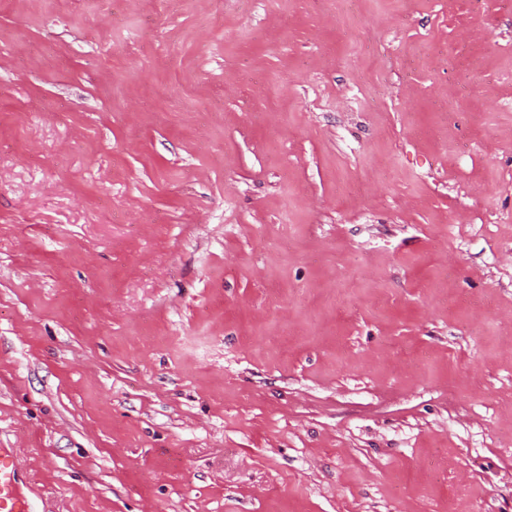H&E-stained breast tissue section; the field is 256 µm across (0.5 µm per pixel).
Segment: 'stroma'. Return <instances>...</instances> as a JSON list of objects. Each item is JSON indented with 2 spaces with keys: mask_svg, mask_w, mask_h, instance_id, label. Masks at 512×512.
I'll list each match as a JSON object with an SVG mask.
<instances>
[{
  "mask_svg": "<svg viewBox=\"0 0 512 512\" xmlns=\"http://www.w3.org/2000/svg\"><path fill=\"white\" fill-rule=\"evenodd\" d=\"M0 448L36 512H512V0H0Z\"/></svg>",
  "mask_w": 512,
  "mask_h": 512,
  "instance_id": "35a3bbf8",
  "label": "stroma"
}]
</instances>
